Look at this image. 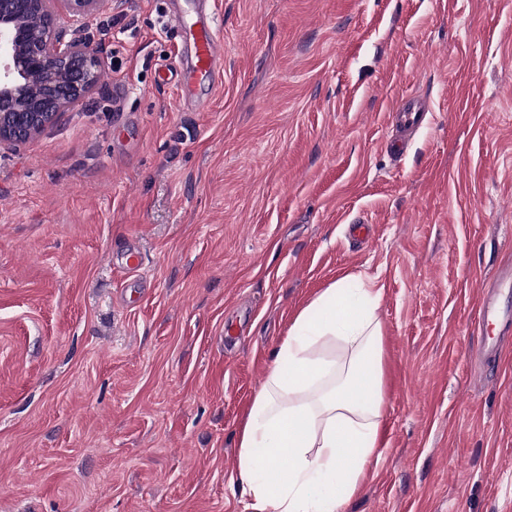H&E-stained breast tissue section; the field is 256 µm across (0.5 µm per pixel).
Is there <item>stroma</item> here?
I'll return each instance as SVG.
<instances>
[{
  "label": "stroma",
  "instance_id": "obj_1",
  "mask_svg": "<svg viewBox=\"0 0 512 512\" xmlns=\"http://www.w3.org/2000/svg\"><path fill=\"white\" fill-rule=\"evenodd\" d=\"M186 3L67 23L99 84L0 147V512H246L244 414L345 274L384 286L388 397L343 512H512V348L486 366L475 325L512 262V0H211L196 110L158 79ZM396 119L405 130L419 129L426 112L409 101L401 100L396 110Z\"/></svg>",
  "mask_w": 512,
  "mask_h": 512
}]
</instances>
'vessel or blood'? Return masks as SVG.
Returning a JSON list of instances; mask_svg holds the SVG:
<instances>
[{"label": "vessel or blood", "instance_id": "b4317fda", "mask_svg": "<svg viewBox=\"0 0 512 512\" xmlns=\"http://www.w3.org/2000/svg\"><path fill=\"white\" fill-rule=\"evenodd\" d=\"M177 33L181 43L190 51V62L180 70V105L191 104L195 87L211 85L223 59V43L217 19L207 0H202L194 14L178 17ZM425 112L408 101L396 108L398 123L407 130L420 128ZM512 288V263L498 267L494 278L487 282L478 300V325L486 334L483 353H498L504 343L512 341V307L501 300L503 290Z\"/></svg>", "mask_w": 512, "mask_h": 512}]
</instances>
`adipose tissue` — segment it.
Listing matches in <instances>:
<instances>
[{
	"mask_svg": "<svg viewBox=\"0 0 512 512\" xmlns=\"http://www.w3.org/2000/svg\"><path fill=\"white\" fill-rule=\"evenodd\" d=\"M381 294L374 280L349 275L297 313L239 432L252 512H341L360 492L380 457Z\"/></svg>",
	"mask_w": 512,
	"mask_h": 512,
	"instance_id": "obj_1",
	"label": "adipose tissue"
}]
</instances>
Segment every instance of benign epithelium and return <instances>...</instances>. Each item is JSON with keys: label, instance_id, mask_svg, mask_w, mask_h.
Instances as JSON below:
<instances>
[{"label": "benign epithelium", "instance_id": "7a95c632", "mask_svg": "<svg viewBox=\"0 0 512 512\" xmlns=\"http://www.w3.org/2000/svg\"><path fill=\"white\" fill-rule=\"evenodd\" d=\"M48 2L0 0V144L32 140L99 82L103 61L86 44L65 39ZM65 2L89 16L108 0ZM36 12L44 24L39 35L24 27Z\"/></svg>", "mask_w": 512, "mask_h": 512}]
</instances>
